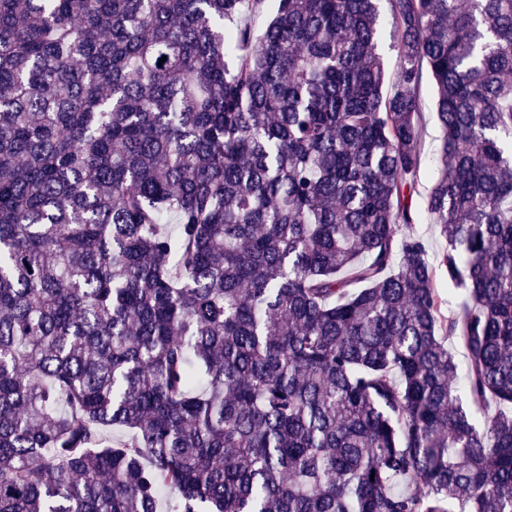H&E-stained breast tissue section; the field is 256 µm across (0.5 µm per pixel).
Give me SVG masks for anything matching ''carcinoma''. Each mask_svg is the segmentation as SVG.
Returning a JSON list of instances; mask_svg holds the SVG:
<instances>
[{"instance_id": "1", "label": "carcinoma", "mask_w": 512, "mask_h": 512, "mask_svg": "<svg viewBox=\"0 0 512 512\" xmlns=\"http://www.w3.org/2000/svg\"><path fill=\"white\" fill-rule=\"evenodd\" d=\"M377 2L0 0V512H512V0ZM420 98L423 112V167L420 173L418 195H414L412 200V208L417 211H423L425 207L426 195L432 185L438 164L436 159V139L439 136V130L437 128L434 114L432 112L434 89L431 81L427 76L424 78L421 87ZM410 231L424 238L427 243L429 259L435 262L446 248V241L439 234L436 226L434 224H428L427 221L424 220L421 224H413Z\"/></svg>"}]
</instances>
